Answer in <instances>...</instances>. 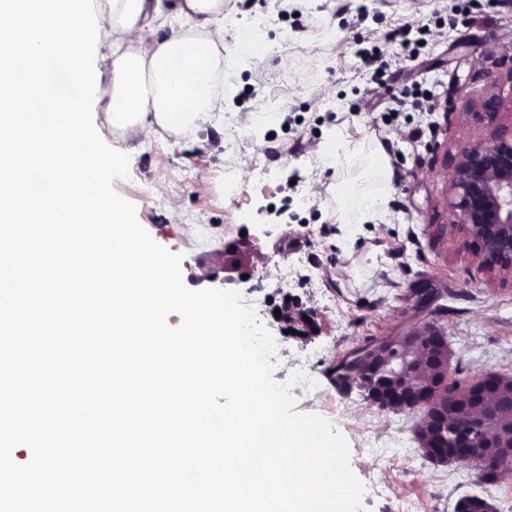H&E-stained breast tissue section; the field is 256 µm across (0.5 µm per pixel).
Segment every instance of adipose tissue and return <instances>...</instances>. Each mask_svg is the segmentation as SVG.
Returning <instances> with one entry per match:
<instances>
[{"mask_svg":"<svg viewBox=\"0 0 512 512\" xmlns=\"http://www.w3.org/2000/svg\"><path fill=\"white\" fill-rule=\"evenodd\" d=\"M112 78L100 91L112 127L175 135L206 121L224 70V0H103Z\"/></svg>","mask_w":512,"mask_h":512,"instance_id":"1","label":"adipose tissue"}]
</instances>
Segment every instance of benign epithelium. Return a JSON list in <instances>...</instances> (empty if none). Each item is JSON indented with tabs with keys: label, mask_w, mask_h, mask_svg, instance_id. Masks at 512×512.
<instances>
[{
	"label": "benign epithelium",
	"mask_w": 512,
	"mask_h": 512,
	"mask_svg": "<svg viewBox=\"0 0 512 512\" xmlns=\"http://www.w3.org/2000/svg\"><path fill=\"white\" fill-rule=\"evenodd\" d=\"M449 195L450 228L476 250L487 271L512 277V138L494 133L460 146ZM431 335V330H408L400 336L375 339L354 349L349 359L367 361L372 352L390 343L399 348L401 356L394 376L406 382L416 364L438 350L425 342ZM436 360L443 358L438 355ZM456 443L471 449V462L494 464L502 472L512 470V432L506 434L486 419L482 420L481 434L460 433Z\"/></svg>",
	"instance_id": "obj_1"
}]
</instances>
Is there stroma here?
Masks as SVG:
<instances>
[{
  "label": "stroma",
  "mask_w": 512,
  "mask_h": 512,
  "mask_svg": "<svg viewBox=\"0 0 512 512\" xmlns=\"http://www.w3.org/2000/svg\"><path fill=\"white\" fill-rule=\"evenodd\" d=\"M224 11L236 18L228 46L256 16L268 24L258 51L225 55L235 82L206 122L145 138L94 111L103 140L130 157L114 189L181 255L187 288L227 278L255 305L276 341L275 382L308 366L309 383L291 384L295 409L345 435L366 512H454L466 495L512 512V478L490 488L467 465L432 463L416 437L422 412L378 409L331 375L367 338L429 325L447 336L460 379L512 375V278L488 273L448 228L459 145L512 125V0H224ZM407 23L429 29L412 59L392 38ZM286 35L288 51L274 52ZM374 47L388 62L376 75L357 55ZM415 84L438 95L433 128L413 147L420 114L387 105ZM493 93L504 102L494 119L483 107ZM378 141L398 180L366 176ZM342 180L355 190L340 201ZM419 288L430 291L422 308ZM285 300L314 312L318 335L286 333L271 314Z\"/></svg>",
  "instance_id": "obj_1"
}]
</instances>
